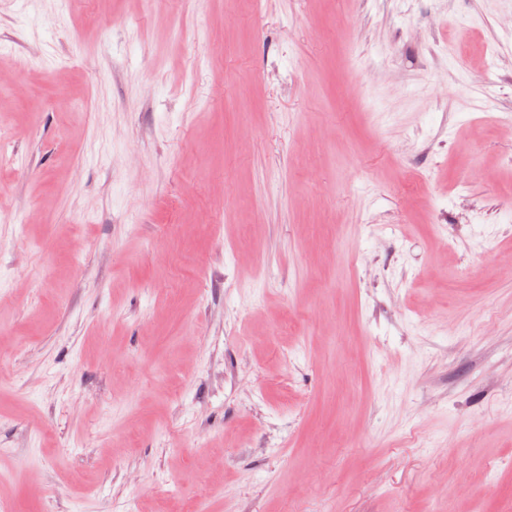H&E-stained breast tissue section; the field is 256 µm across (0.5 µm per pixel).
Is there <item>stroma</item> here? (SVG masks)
Listing matches in <instances>:
<instances>
[{
	"mask_svg": "<svg viewBox=\"0 0 512 512\" xmlns=\"http://www.w3.org/2000/svg\"><path fill=\"white\" fill-rule=\"evenodd\" d=\"M0 508L512 512V0H0Z\"/></svg>",
	"mask_w": 512,
	"mask_h": 512,
	"instance_id": "stroma-1",
	"label": "stroma"
}]
</instances>
